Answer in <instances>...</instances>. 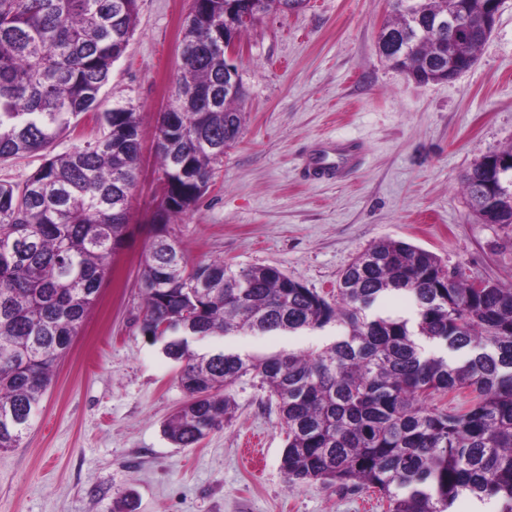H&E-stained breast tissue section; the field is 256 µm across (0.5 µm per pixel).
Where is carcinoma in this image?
I'll return each instance as SVG.
<instances>
[{
    "label": "carcinoma",
    "mask_w": 512,
    "mask_h": 512,
    "mask_svg": "<svg viewBox=\"0 0 512 512\" xmlns=\"http://www.w3.org/2000/svg\"><path fill=\"white\" fill-rule=\"evenodd\" d=\"M380 31L402 35L407 16ZM246 0H191L172 101L154 140L162 195L141 260L142 333L179 367L186 403L164 425L179 448L198 444L234 415L232 387L259 378L276 402L289 485L374 489L386 512H448L462 495L495 498L512 512V285L473 287L422 247L384 239L343 272L336 298L279 268L190 263L169 229L208 189L214 165L243 131L224 96L226 13ZM420 25L403 59L383 58L420 85L448 67V32L435 31L443 0H415ZM138 0H0V159L41 152L21 183L0 182V450L19 448L59 361L96 304L111 259L124 248L129 198L141 166L142 121L125 106L101 109V89L135 33ZM102 133L63 153L55 143L82 115ZM473 215L512 225V192L488 210V171L462 178ZM401 294L413 315L372 306ZM334 325L312 351L256 355L213 344L237 334H297ZM470 399L454 404L456 394Z\"/></svg>",
    "instance_id": "obj_1"
}]
</instances>
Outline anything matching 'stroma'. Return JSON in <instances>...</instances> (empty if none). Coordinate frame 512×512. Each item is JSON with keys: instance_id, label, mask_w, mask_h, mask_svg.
<instances>
[{"instance_id": "obj_1", "label": "stroma", "mask_w": 512, "mask_h": 512, "mask_svg": "<svg viewBox=\"0 0 512 512\" xmlns=\"http://www.w3.org/2000/svg\"><path fill=\"white\" fill-rule=\"evenodd\" d=\"M188 0H139L136 30L102 89L106 105L140 112L144 142L131 233L21 447L0 452V512H385L366 490L289 486L275 401L239 379L233 418L189 448L165 436L185 402L177 366L140 329L139 260L161 195L153 146L171 96ZM391 0H307L261 16L235 63L245 87L243 134L197 204L171 231L190 261L275 266L322 295L353 258L383 239L440 256L468 277L512 284V230L473 216L463 174L512 147V0H504L477 61L457 78L419 86L379 55ZM355 140L352 176L303 178L311 148ZM335 327L237 335L226 348L311 350Z\"/></svg>"}]
</instances>
